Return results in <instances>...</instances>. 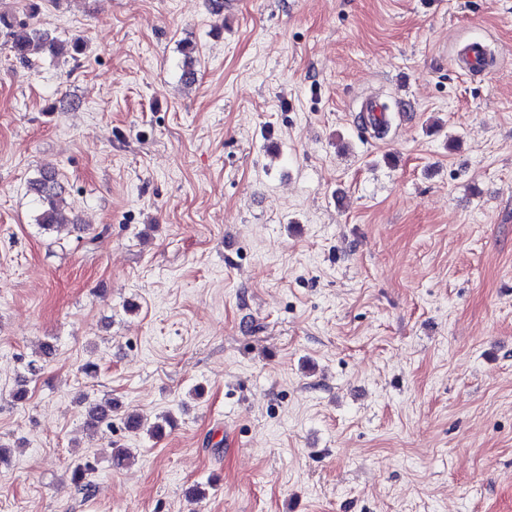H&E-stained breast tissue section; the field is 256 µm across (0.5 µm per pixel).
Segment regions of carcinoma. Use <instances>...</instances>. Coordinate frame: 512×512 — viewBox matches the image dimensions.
<instances>
[{"label":"carcinoma","instance_id":"1","mask_svg":"<svg viewBox=\"0 0 512 512\" xmlns=\"http://www.w3.org/2000/svg\"><path fill=\"white\" fill-rule=\"evenodd\" d=\"M3 28L7 30L8 36L6 49L21 62L30 61V56L38 50L48 51L54 59L69 57L73 60L84 52V42L79 38L61 40L47 30L17 25L12 17L0 13V30ZM27 191L36 197L39 204L36 223L47 230H54L68 223L61 209L63 189L55 167L40 168L37 176L28 181ZM87 423L93 428L101 425L112 426V402H107L105 412L89 409Z\"/></svg>","mask_w":512,"mask_h":512}]
</instances>
